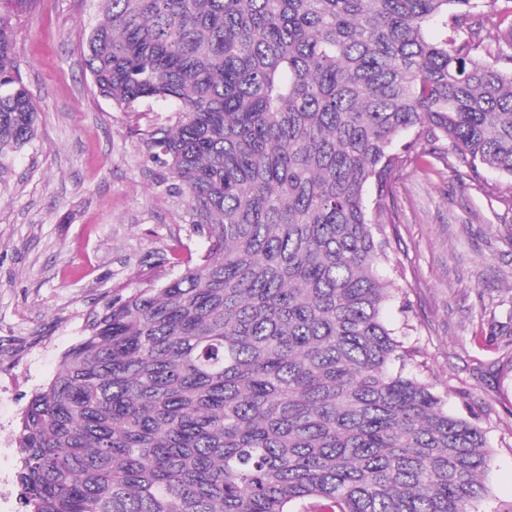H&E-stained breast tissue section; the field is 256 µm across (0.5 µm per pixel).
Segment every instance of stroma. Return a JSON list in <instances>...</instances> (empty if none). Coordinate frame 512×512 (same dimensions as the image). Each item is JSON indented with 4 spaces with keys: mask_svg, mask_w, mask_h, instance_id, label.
Here are the masks:
<instances>
[{
    "mask_svg": "<svg viewBox=\"0 0 512 512\" xmlns=\"http://www.w3.org/2000/svg\"><path fill=\"white\" fill-rule=\"evenodd\" d=\"M39 110L34 146L0 182V512H25L16 474L20 417L59 370L88 314L172 269L176 243L203 250L181 199L151 184L129 125L148 123L100 97L81 42L95 0H0ZM396 224L383 308L416 348L408 368L450 413L475 422L491 451L480 512H512V178L472 174L443 142L416 146L386 200Z\"/></svg>",
    "mask_w": 512,
    "mask_h": 512,
    "instance_id": "stroma-1",
    "label": "stroma"
}]
</instances>
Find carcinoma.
Segmentation results:
<instances>
[{
    "mask_svg": "<svg viewBox=\"0 0 512 512\" xmlns=\"http://www.w3.org/2000/svg\"><path fill=\"white\" fill-rule=\"evenodd\" d=\"M97 92L199 255L106 303L24 408L26 512H478L484 433L381 316L407 133L512 177V23L473 0H99ZM38 111L0 17V177Z\"/></svg>",
    "mask_w": 512,
    "mask_h": 512,
    "instance_id": "carcinoma-1",
    "label": "carcinoma"
}]
</instances>
